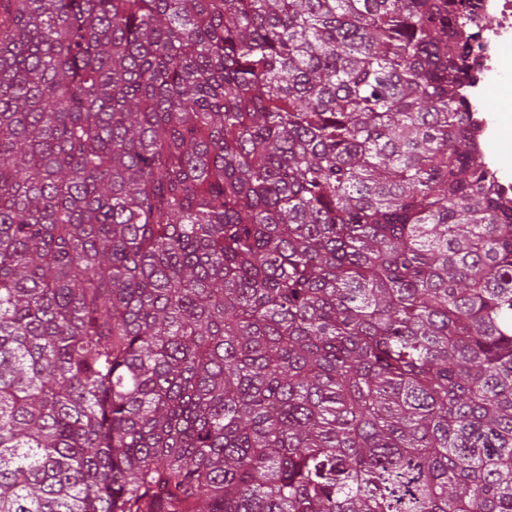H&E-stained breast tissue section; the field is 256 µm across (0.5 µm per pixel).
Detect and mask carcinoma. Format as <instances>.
<instances>
[{
    "instance_id": "cac0c4a2",
    "label": "carcinoma",
    "mask_w": 512,
    "mask_h": 512,
    "mask_svg": "<svg viewBox=\"0 0 512 512\" xmlns=\"http://www.w3.org/2000/svg\"><path fill=\"white\" fill-rule=\"evenodd\" d=\"M465 9L0 0V512H512Z\"/></svg>"
}]
</instances>
